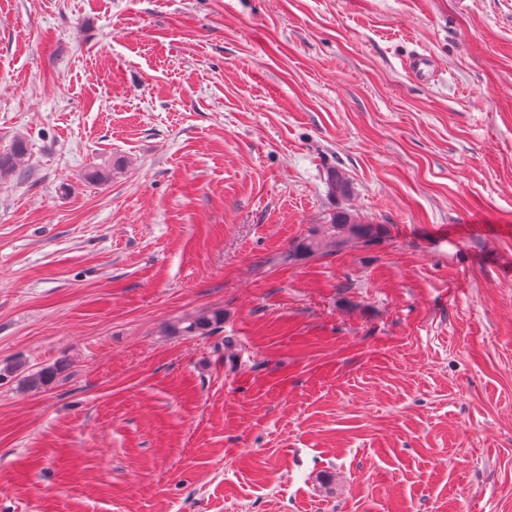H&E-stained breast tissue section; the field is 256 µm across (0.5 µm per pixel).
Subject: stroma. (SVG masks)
Wrapping results in <instances>:
<instances>
[{
  "label": "stroma",
  "instance_id": "35a3bbf8",
  "mask_svg": "<svg viewBox=\"0 0 512 512\" xmlns=\"http://www.w3.org/2000/svg\"><path fill=\"white\" fill-rule=\"evenodd\" d=\"M19 139L0 512H512V0H0ZM381 231L380 224H367L357 215L340 208L329 215L321 228L313 230L294 250H290L288 258L298 252L326 255L351 243L367 244L376 240ZM222 319V314L219 312L212 314L202 313L188 319L177 321L169 327L168 332L171 335L206 334L212 330L214 325L220 323Z\"/></svg>",
  "mask_w": 512,
  "mask_h": 512
}]
</instances>
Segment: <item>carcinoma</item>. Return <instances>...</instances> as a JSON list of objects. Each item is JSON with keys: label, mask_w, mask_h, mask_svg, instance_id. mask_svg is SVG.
<instances>
[{"label": "carcinoma", "mask_w": 512, "mask_h": 512, "mask_svg": "<svg viewBox=\"0 0 512 512\" xmlns=\"http://www.w3.org/2000/svg\"><path fill=\"white\" fill-rule=\"evenodd\" d=\"M24 154L25 146L21 141L15 142L9 151L0 153V179L8 178L17 172L19 161ZM327 181L332 192L341 197L347 196L351 191L350 180L338 168L328 170ZM381 231V225L368 224L357 215L341 208L329 215L321 228L313 230L298 243L288 256L291 257L298 252L308 255H326L351 243L367 244L376 240ZM221 321L222 314L219 312L202 313L172 324L168 332L172 335L206 334ZM57 374L58 367H44L27 374L23 383L28 389H45L55 382Z\"/></svg>", "instance_id": "cac0c4a2"}]
</instances>
